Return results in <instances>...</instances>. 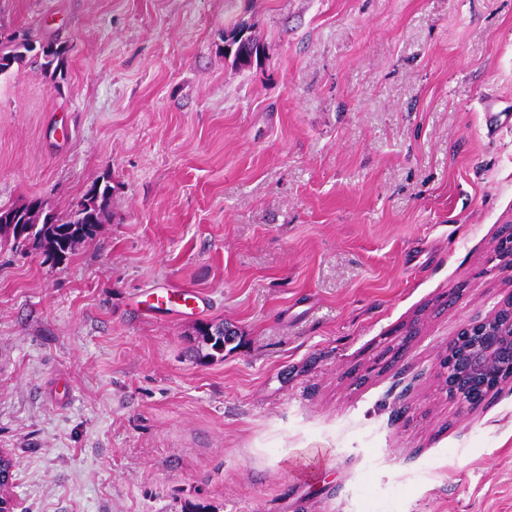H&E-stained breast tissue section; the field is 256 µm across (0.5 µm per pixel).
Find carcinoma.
<instances>
[{
	"label": "carcinoma",
	"mask_w": 512,
	"mask_h": 512,
	"mask_svg": "<svg viewBox=\"0 0 512 512\" xmlns=\"http://www.w3.org/2000/svg\"><path fill=\"white\" fill-rule=\"evenodd\" d=\"M225 42L234 48V60L241 67L251 65L260 54L259 46L241 28L233 29ZM66 52L61 44L39 42L13 33L0 38V76L29 59L39 62L43 71L55 74L62 70ZM111 200L112 185L108 179L94 184L65 217L31 200L18 206L22 212L20 221L28 225L29 233L20 238L0 224V243L10 244L17 251H37L46 256L56 251L68 255L96 237ZM196 333L201 345L208 349L205 357L211 359L224 356L226 346L237 339V332L222 322L203 323Z\"/></svg>",
	"instance_id": "obj_1"
}]
</instances>
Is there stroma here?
<instances>
[{
	"label": "stroma",
	"mask_w": 512,
	"mask_h": 512,
	"mask_svg": "<svg viewBox=\"0 0 512 512\" xmlns=\"http://www.w3.org/2000/svg\"><path fill=\"white\" fill-rule=\"evenodd\" d=\"M18 30L67 53L0 76V205L112 185L63 262L0 247L18 512H512V390L440 366L512 294V0H0ZM169 282L203 312L141 315ZM243 31V28L233 29L226 36L225 42L234 48L235 62L241 67H247L251 65L254 58H258L260 48L251 37L245 36ZM196 333L201 345L209 351L205 357L211 359L223 356L226 346L234 343L238 336L237 332L226 327L224 322L203 323L196 329Z\"/></svg>",
	"instance_id": "obj_1"
}]
</instances>
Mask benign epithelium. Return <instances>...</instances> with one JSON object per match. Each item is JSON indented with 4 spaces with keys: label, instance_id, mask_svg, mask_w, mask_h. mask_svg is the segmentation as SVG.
Wrapping results in <instances>:
<instances>
[{
    "label": "benign epithelium",
    "instance_id": "1",
    "mask_svg": "<svg viewBox=\"0 0 512 512\" xmlns=\"http://www.w3.org/2000/svg\"><path fill=\"white\" fill-rule=\"evenodd\" d=\"M504 267L512 272V234L496 244ZM442 363L457 367L454 386L462 390L484 391L474 403L481 405L489 396L512 384V295L485 316L464 325ZM11 454L0 448V512H16L11 492L13 468L6 466Z\"/></svg>",
    "mask_w": 512,
    "mask_h": 512
}]
</instances>
